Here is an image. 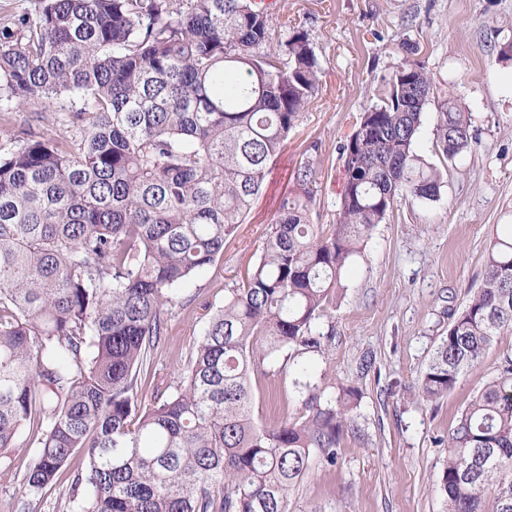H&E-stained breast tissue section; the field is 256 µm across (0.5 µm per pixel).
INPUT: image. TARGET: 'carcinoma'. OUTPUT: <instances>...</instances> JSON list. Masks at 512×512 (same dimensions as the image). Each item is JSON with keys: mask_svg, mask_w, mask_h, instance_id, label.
I'll use <instances>...</instances> for the list:
<instances>
[{"mask_svg": "<svg viewBox=\"0 0 512 512\" xmlns=\"http://www.w3.org/2000/svg\"><path fill=\"white\" fill-rule=\"evenodd\" d=\"M252 0H42L0 26V112L64 99L56 127L0 137V466L37 449L12 495L35 504L66 475L58 512H290L314 451L336 464L351 400L307 389L305 414L263 423L254 388L313 328L345 267L394 202L439 198L414 150L433 77L407 60L342 146L336 221L310 222L317 169L293 173L259 262L218 306L174 391L145 402L181 287L224 254L320 68L306 32L282 57ZM436 145L473 143L448 94ZM420 389L447 395L512 333V232L492 237L482 283L449 313ZM448 512H512V351L448 430Z\"/></svg>", "mask_w": 512, "mask_h": 512, "instance_id": "cac0c4a2", "label": "carcinoma"}]
</instances>
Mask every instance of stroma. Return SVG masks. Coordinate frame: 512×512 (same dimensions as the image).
<instances>
[{
  "label": "stroma",
  "instance_id": "1",
  "mask_svg": "<svg viewBox=\"0 0 512 512\" xmlns=\"http://www.w3.org/2000/svg\"><path fill=\"white\" fill-rule=\"evenodd\" d=\"M272 14V50L293 29L304 30L320 65L316 95L269 164L259 195L224 256L188 283L175 306L152 377L176 385L181 364L225 288L241 283L258 262L270 222L300 164L313 161L318 184L312 221L332 223L339 207L340 146L362 112L378 103L385 80L414 52L435 83L471 113L476 141L447 159L435 146L434 105H427L415 150L437 167V201L395 202L343 273L333 302L314 325L328 335L322 353L272 366L255 392L254 414L277 407L269 389L288 397V417L305 411L295 382L327 392L354 388L355 427L346 431L336 464L314 462L292 494L291 512H447L442 476L448 430L484 384L497 376L505 335L478 367L440 401L421 397L420 383L448 329L481 283L486 245L512 224V0H279Z\"/></svg>",
  "mask_w": 512,
  "mask_h": 512
}]
</instances>
